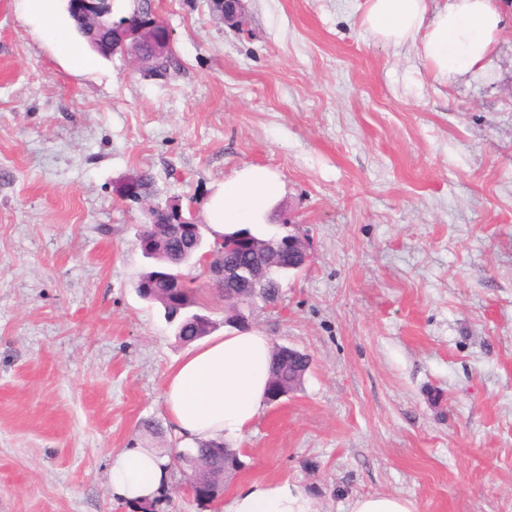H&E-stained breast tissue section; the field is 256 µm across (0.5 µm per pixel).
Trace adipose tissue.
<instances>
[{
	"mask_svg": "<svg viewBox=\"0 0 512 512\" xmlns=\"http://www.w3.org/2000/svg\"><path fill=\"white\" fill-rule=\"evenodd\" d=\"M65 0H16L19 17L56 58L89 72L97 59L84 39L75 37ZM385 44L417 45L439 78L450 80L482 71L506 26L496 0H445L429 11L428 0H366L362 19ZM285 184L265 166L246 165L226 179L204 207L211 239L272 223ZM272 345L257 329L210 336L169 368L164 399L172 434L180 447L234 439L245 432L266 404ZM165 458L145 448L114 452L110 481L115 495L142 501L166 483ZM226 512H319L314 499L287 480H255L239 489Z\"/></svg>",
	"mask_w": 512,
	"mask_h": 512,
	"instance_id": "obj_1",
	"label": "adipose tissue"
}]
</instances>
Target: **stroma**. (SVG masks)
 Listing matches in <instances>:
<instances>
[{
	"instance_id": "1",
	"label": "stroma",
	"mask_w": 512,
	"mask_h": 512,
	"mask_svg": "<svg viewBox=\"0 0 512 512\" xmlns=\"http://www.w3.org/2000/svg\"><path fill=\"white\" fill-rule=\"evenodd\" d=\"M175 64L59 62L0 0V512H224L286 479L320 512L397 494L416 512H512V33L446 81L374 39L365 0H147ZM266 166L311 253L248 325L310 358L229 441L241 466L198 502L113 494V452L169 456L164 382L188 349L137 283L150 207L193 222L224 179ZM151 179L144 202L123 195ZM181 273L224 321L205 268Z\"/></svg>"
}]
</instances>
